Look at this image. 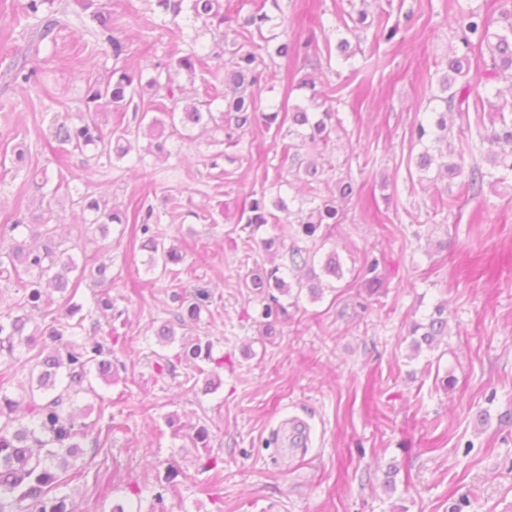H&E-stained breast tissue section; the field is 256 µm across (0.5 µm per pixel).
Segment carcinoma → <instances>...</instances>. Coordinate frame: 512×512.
Listing matches in <instances>:
<instances>
[{"mask_svg":"<svg viewBox=\"0 0 512 512\" xmlns=\"http://www.w3.org/2000/svg\"><path fill=\"white\" fill-rule=\"evenodd\" d=\"M82 14L93 23L96 41L107 44L111 50L114 66L109 80L104 83L88 80L84 90L86 112L80 123L70 124L56 120L52 136L61 145L74 151L92 146L102 147L108 158L122 159L133 146L127 135L129 131L118 126L106 135L99 121V112L106 108L114 115L125 117L134 99H144L146 94L165 91V100L155 103L152 109L157 114L141 113L138 125L150 138L148 152L166 151V135L196 127L209 128L222 134L226 141L238 143L242 136L256 124L263 123L266 129L280 130L288 126V134L302 142L326 144L336 132L340 122L333 109L336 89L330 86L316 88L315 79L304 77L297 88L307 92L304 100L295 105L282 103L270 112L257 113V95L264 79L265 57L276 56L287 62L299 59L313 65L312 47L314 37L300 42L288 31V18L280 17L276 28L279 32L270 37L260 36L255 41L254 32L272 18L264 11L266 4L277 6V0H252L251 11L235 18L234 38L224 32V0H155V8L171 16V22L184 18L186 27L194 34L184 35L178 28L180 38L196 42L201 32L222 33L223 47L213 54L215 58L227 57L224 61V95L222 110L215 112L211 105L217 100L208 99L186 102L180 97V87L174 84L173 74L180 71L190 76L206 68V58L192 49L174 58L167 64L148 63L153 71L143 78L144 69L131 71L122 65L126 56V42L114 35L116 23L112 12L101 0H76ZM55 0H26L23 13L33 20L39 39L50 37L58 26L56 12L52 10ZM506 25L491 29V22L475 11H460L455 24L461 31L462 48L448 55L446 68L438 76L439 94L432 98L431 118L419 122L411 130V140L420 146L415 158V167L420 180H431L430 173L438 171L449 177L461 173V165L451 159L448 145V117L453 114L478 113L476 125L483 126L480 140L488 141L490 147L486 161L490 169L480 167L470 170L464 183L467 193L477 194L485 181L502 183L507 174H512V101H493L490 97L470 98L468 87L455 89L458 78L469 72L471 53L476 49H487L490 54L486 77L494 80L500 73L512 71V10L502 13ZM6 76L20 91L40 80L42 70L26 61H15L6 70ZM489 111L490 125H485L482 112ZM293 145L284 147L292 153L293 166L303 175L317 179L320 169L317 160L303 159L291 152ZM33 183L41 191L46 205L30 221L17 220L0 225V282H15L22 288L21 296L9 307V312L0 314V359L14 371L25 372L21 400L14 399L0 383V512H73L69 496L62 491L67 482L81 477L76 467L84 454V439L90 425L76 420L74 406L80 396L95 394L91 377L112 383L114 376L107 340L89 336L77 340L85 329L84 322L100 313L107 323L121 316L112 303V271L105 263L92 268L79 266L74 247L66 245L56 236V225L52 223V202L57 194L68 190L63 181L50 185L46 169L33 173ZM283 176H278L260 193L250 195L244 205L240 219L258 229L265 224L281 225V234L262 240L267 252L282 253L285 264L269 270L259 269L250 275L245 287L257 295L265 296L259 326L262 334H277L279 317L285 313L280 298L286 296L298 303L302 294L310 301L322 298L325 289H336V282L344 278V268L334 250L320 252L336 226L348 220L347 212L336 206L332 199L324 200L309 209L305 217L291 220L294 211L281 193ZM77 203L89 214L84 232L92 233L102 241L108 238L113 224L134 225V239L140 241V249L148 253V268L160 271L161 276L177 275L173 266L183 262L181 249L166 244L160 234L153 231L150 220L153 210L144 215L130 214L114 208L104 200L89 194L79 196ZM291 239V245L285 240ZM379 260L364 258L357 276L371 296L384 291V282L376 274ZM296 271L302 276L292 280L284 271ZM92 279L98 291L93 297V306L82 313L83 307L73 302L81 278ZM59 293V303H54L47 289ZM211 298L207 290H200L190 300H181L174 320L161 323L154 329V336L162 348L176 346V351L155 353L154 369L158 376H172L176 365L185 362L192 365L193 374L186 376L190 389L204 393L217 391L222 385L219 370L224 368V357L214 356L213 342L194 336L193 327L200 321L201 313ZM64 312V318L55 316L53 305ZM39 313L45 322L33 324V313ZM413 336L411 351L417 356L423 349L434 350L439 341L448 335V314L443 304L434 307L424 321L415 322L410 328ZM40 347L35 363L23 357V351Z\"/></svg>","mask_w":512,"mask_h":512,"instance_id":"cac0c4a2","label":"carcinoma"}]
</instances>
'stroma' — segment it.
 <instances>
[{"mask_svg": "<svg viewBox=\"0 0 512 512\" xmlns=\"http://www.w3.org/2000/svg\"><path fill=\"white\" fill-rule=\"evenodd\" d=\"M24 0H0V73L36 41L18 23ZM121 22L126 63L167 59L176 27L149 0H103ZM368 19L350 38L354 57L322 60L312 76L337 89L342 120L318 161L336 195L338 177L352 179L361 202H348V221L325 244L346 275L336 291L287 306L277 335L260 333V297L244 288L252 270L282 264L268 258L264 238L238 222L246 198L276 175L288 195L308 202L302 179L282 152L287 132L256 127L237 146L218 134L168 140L167 155L147 154L138 138L124 160L94 148L61 150L54 117L84 110L87 79L107 80L113 60L83 27L74 0H58L61 23L40 42L35 61L43 83L18 93L0 81V224L37 211L30 179L75 176L78 188L55 207L78 263L112 265V383L95 381L86 397L89 422L100 433L78 465L81 479L66 489L74 512H110L142 490L138 512H512V180L465 194L463 177L420 180L411 128L425 119L437 77L459 45L450 26L462 9L480 11L493 28L512 0H280L298 40L335 41L354 5ZM412 12L395 40L376 38L378 18ZM296 64L267 63L262 104L301 102L286 74ZM23 162H16V153ZM132 211L153 206L157 229L185 259L178 276L159 278L130 227L112 225L108 255L84 245L80 192ZM455 197L450 209L438 201ZM380 257L388 290L363 299L352 267ZM491 264L495 274L470 270ZM210 288L222 299L203 311L199 335L223 355L221 387L205 394L160 379L146 359L154 329L170 319L172 293ZM440 303L450 333L438 349L412 356L409 327ZM455 383L444 388L441 379ZM206 426V446L169 427ZM397 465L395 492L383 470Z\"/></svg>", "mask_w": 512, "mask_h": 512, "instance_id": "stroma-1", "label": "stroma"}]
</instances>
